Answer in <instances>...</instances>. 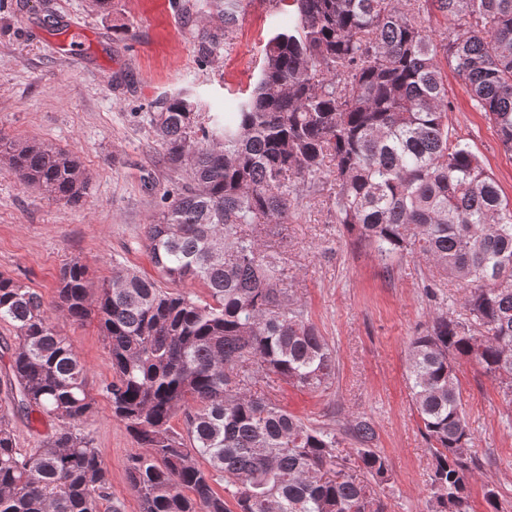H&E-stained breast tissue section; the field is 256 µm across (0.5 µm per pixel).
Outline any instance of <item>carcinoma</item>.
<instances>
[{
	"mask_svg": "<svg viewBox=\"0 0 512 512\" xmlns=\"http://www.w3.org/2000/svg\"><path fill=\"white\" fill-rule=\"evenodd\" d=\"M248 0H205L201 61L222 55ZM262 49L253 94L224 122L175 94L148 105L175 174L143 241L159 279L115 265L93 287L79 258L60 271L57 306L98 321L112 364V414L142 452L128 463L141 512H384L386 458L357 417L306 424L258 379L324 392L336 351L289 294L281 252L249 227L285 224L300 185L333 174L331 210L360 247L422 259L470 288L468 317L436 315L407 353L412 405L432 448L429 512H474L471 430L457 365L473 362L512 406V202L448 130L442 64L512 153V0H291ZM439 13L452 38L425 22ZM21 183L72 205L89 178L71 152L0 132ZM198 283L200 298L166 284ZM0 512H100L110 480L79 423L92 413L86 369L24 282L0 274ZM32 423L19 447L12 416ZM181 416L182 428L172 421ZM47 426L41 431L37 425ZM356 448L342 453L343 436ZM224 480V493L214 484Z\"/></svg>",
	"mask_w": 512,
	"mask_h": 512,
	"instance_id": "obj_1",
	"label": "carcinoma"
}]
</instances>
